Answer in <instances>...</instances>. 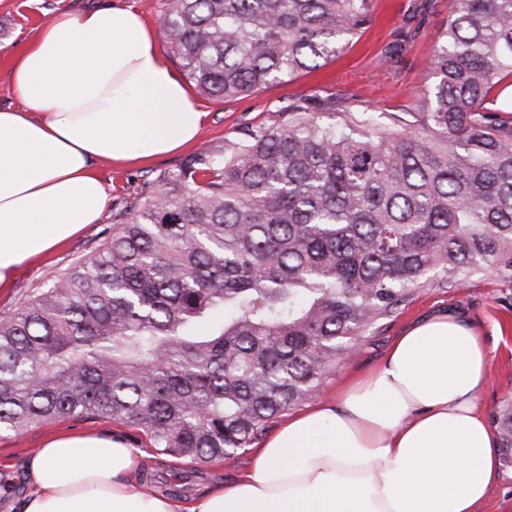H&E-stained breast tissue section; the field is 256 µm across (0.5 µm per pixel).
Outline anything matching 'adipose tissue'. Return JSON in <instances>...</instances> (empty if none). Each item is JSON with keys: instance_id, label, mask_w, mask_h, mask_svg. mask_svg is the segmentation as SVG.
Segmentation results:
<instances>
[{"instance_id": "ef3b65f1", "label": "adipose tissue", "mask_w": 512, "mask_h": 512, "mask_svg": "<svg viewBox=\"0 0 512 512\" xmlns=\"http://www.w3.org/2000/svg\"><path fill=\"white\" fill-rule=\"evenodd\" d=\"M10 78L19 104L0 106V292L100 218L97 162L185 149L206 119L124 0L51 17ZM488 364L464 316L436 313L336 399L289 413L233 482L189 501L165 495L123 437L68 433L28 456L36 491L16 512H483L502 478L478 405Z\"/></svg>"}]
</instances>
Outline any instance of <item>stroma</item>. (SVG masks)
Instances as JSON below:
<instances>
[{
	"instance_id": "1",
	"label": "stroma",
	"mask_w": 512,
	"mask_h": 512,
	"mask_svg": "<svg viewBox=\"0 0 512 512\" xmlns=\"http://www.w3.org/2000/svg\"><path fill=\"white\" fill-rule=\"evenodd\" d=\"M100 2L0 0V104L18 102L10 81L12 57L37 29L57 12L78 13ZM419 3L420 0H375L372 25L341 56L321 69L303 72L231 101L195 95L196 104L208 117L193 148L145 164L119 167L98 163L97 173L109 194L106 210L78 236L24 265L13 288L0 292V316L15 311L32 288L72 261L90 255L102 242L103 232L111 226L114 216L154 191L159 175L179 171L198 150H222L245 131L287 119L288 107L294 101L308 100L311 111L323 119L332 108H366L376 115L395 116L396 130H412L414 114L431 83L430 59L448 20V0H431L430 7L422 13L417 10ZM443 309L463 311L486 342L490 362L478 403L486 417H493L502 398L512 392V285L491 275L473 278L458 288L416 290L389 319L366 333L356 354L327 379L323 397L335 396L348 379L377 363L412 323ZM88 430L117 431L126 436L132 447L144 452V470L154 484L192 475L196 469L195 464H180L159 456L132 425L108 419L56 421L21 436L0 435V512H11L16 499L29 493L23 463L48 435Z\"/></svg>"
}]
</instances>
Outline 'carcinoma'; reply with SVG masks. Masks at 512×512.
<instances>
[{
  "label": "carcinoma",
  "instance_id": "1",
  "mask_svg": "<svg viewBox=\"0 0 512 512\" xmlns=\"http://www.w3.org/2000/svg\"><path fill=\"white\" fill-rule=\"evenodd\" d=\"M371 2L169 0L161 29L199 93L234 99L325 66ZM448 2L417 130L297 101L159 177L0 316V432L112 419L162 456L232 460L416 289L512 280V0ZM494 424L511 449V393Z\"/></svg>",
  "mask_w": 512,
  "mask_h": 512
}]
</instances>
